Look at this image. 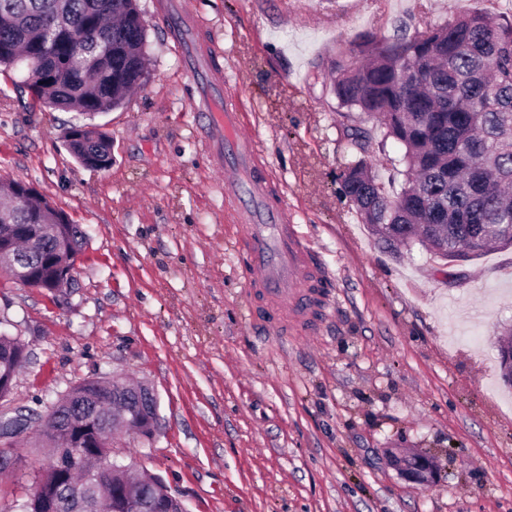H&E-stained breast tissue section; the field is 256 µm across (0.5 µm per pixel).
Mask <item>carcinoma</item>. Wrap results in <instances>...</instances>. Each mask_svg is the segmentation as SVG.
I'll list each match as a JSON object with an SVG mask.
<instances>
[{"label":"carcinoma","mask_w":512,"mask_h":512,"mask_svg":"<svg viewBox=\"0 0 512 512\" xmlns=\"http://www.w3.org/2000/svg\"><path fill=\"white\" fill-rule=\"evenodd\" d=\"M146 30L136 0H0V67L30 59L27 87L49 108L94 117L123 106L145 81ZM361 62L336 64L331 88L338 107L381 118L383 139L403 149L383 163L403 177L392 193L376 173L366 139L343 135L354 149L339 175L358 220L380 226L390 244L420 243L474 256L512 246V18L507 13L465 15L414 35L355 39ZM95 60L93 78L84 73ZM67 145L83 166L112 165V142L91 123L76 124ZM12 184L0 186V225L52 224L59 213L35 194L14 202ZM77 224L39 236L36 249L15 251L32 265L35 287L52 292L62 271L55 252L77 253ZM26 344L0 334V372H17ZM138 415L137 395L112 402V382L86 379L51 406L44 431L27 441L40 449L56 442L40 469L25 512H96L105 498L89 478L91 461L112 468V440L104 436L121 408ZM112 508L128 497L154 512L162 480L131 484L115 477Z\"/></svg>","instance_id":"cac0c4a2"}]
</instances>
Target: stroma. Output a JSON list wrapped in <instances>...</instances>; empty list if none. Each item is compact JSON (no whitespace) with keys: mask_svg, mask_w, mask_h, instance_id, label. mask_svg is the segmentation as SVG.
<instances>
[{"mask_svg":"<svg viewBox=\"0 0 512 512\" xmlns=\"http://www.w3.org/2000/svg\"><path fill=\"white\" fill-rule=\"evenodd\" d=\"M137 0L148 79L95 122L112 164L69 153L82 118L33 97L25 65L0 72V179L30 184L84 245L52 297L0 275V334L29 359L5 409L45 418L86 378L128 376L158 397L152 439L119 455L159 475L188 512H512V385L496 341L512 328V247L440 266L421 246L388 248L357 223L338 175L341 131L369 132L375 157L402 148L376 119L337 110L328 76L358 35H410L512 0ZM204 25L213 63L277 190L325 270L317 330L277 335L248 286L212 170L210 123L169 32ZM430 451L439 482L418 490L386 449Z\"/></svg>","mask_w":512,"mask_h":512,"instance_id":"1","label":"stroma"}]
</instances>
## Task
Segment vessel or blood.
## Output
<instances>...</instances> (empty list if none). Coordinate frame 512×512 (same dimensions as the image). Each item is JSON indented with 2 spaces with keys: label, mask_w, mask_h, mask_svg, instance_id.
<instances>
[{
  "label": "vessel or blood",
  "mask_w": 512,
  "mask_h": 512,
  "mask_svg": "<svg viewBox=\"0 0 512 512\" xmlns=\"http://www.w3.org/2000/svg\"><path fill=\"white\" fill-rule=\"evenodd\" d=\"M173 40L182 50L187 72L204 77L197 91L211 114L208 139L216 164L224 168V187L233 196L246 190L251 200L250 207L236 214L250 255L249 285L279 314L281 333H305V305L324 271L302 242L281 200L271 197L268 178L256 166V143L243 132L244 114L232 102L215 100L214 92L224 78L210 63V46L199 36L198 21L186 18Z\"/></svg>",
  "instance_id": "obj_1"
}]
</instances>
